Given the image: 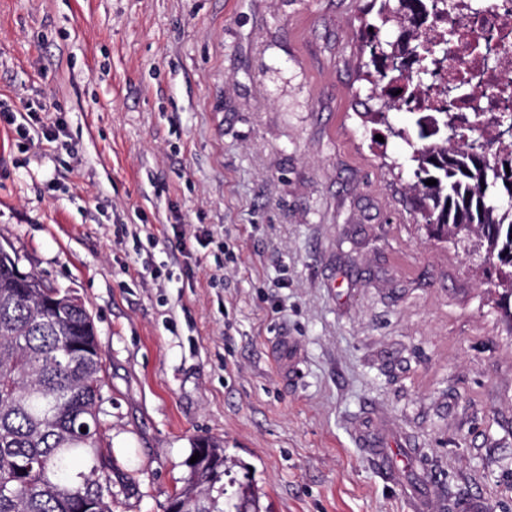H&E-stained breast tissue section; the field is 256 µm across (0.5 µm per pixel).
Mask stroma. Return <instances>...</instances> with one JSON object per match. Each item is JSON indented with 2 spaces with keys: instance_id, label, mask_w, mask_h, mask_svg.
Segmentation results:
<instances>
[{
  "instance_id": "35a3bbf8",
  "label": "stroma",
  "mask_w": 512,
  "mask_h": 512,
  "mask_svg": "<svg viewBox=\"0 0 512 512\" xmlns=\"http://www.w3.org/2000/svg\"><path fill=\"white\" fill-rule=\"evenodd\" d=\"M365 2L0 0V105L54 136L0 117V245L93 317L112 512H166L202 437L259 512H412L370 438L512 510V321L360 118Z\"/></svg>"
}]
</instances>
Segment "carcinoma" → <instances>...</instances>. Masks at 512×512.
Returning <instances> with one entry per match:
<instances>
[{"instance_id":"carcinoma-1","label":"carcinoma","mask_w":512,"mask_h":512,"mask_svg":"<svg viewBox=\"0 0 512 512\" xmlns=\"http://www.w3.org/2000/svg\"><path fill=\"white\" fill-rule=\"evenodd\" d=\"M380 2L377 22L365 24L375 88L391 109L411 114L396 130L410 149L411 201L431 235L468 239L482 258L485 283L500 288L501 309L512 320V144L486 152L469 147L475 127L448 137V108L417 110L411 87L420 75L385 73L381 29L427 10L442 14L441 0H407L409 14ZM402 93L395 94L396 90ZM434 179L435 185L425 181ZM507 195L509 204L493 197ZM20 258L0 245V512H112V458L102 450L103 364L93 319L77 297L49 288ZM86 432H81V428ZM187 464L184 485L169 505L177 512H224V474L235 462L223 444L201 438ZM235 512H258L250 487L237 491Z\"/></svg>"}]
</instances>
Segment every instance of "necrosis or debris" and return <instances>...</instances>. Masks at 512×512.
<instances>
[{"label": "necrosis or debris", "mask_w": 512, "mask_h": 512, "mask_svg": "<svg viewBox=\"0 0 512 512\" xmlns=\"http://www.w3.org/2000/svg\"><path fill=\"white\" fill-rule=\"evenodd\" d=\"M453 2L449 15L424 20L428 38L438 39L452 24L458 39L418 101L430 106L443 99L446 88H453L458 112L479 117L483 141L495 147L505 139L496 118L512 113V0Z\"/></svg>", "instance_id": "obj_1"}]
</instances>
